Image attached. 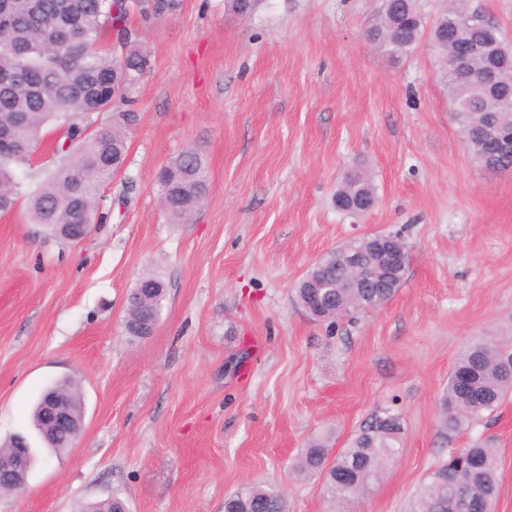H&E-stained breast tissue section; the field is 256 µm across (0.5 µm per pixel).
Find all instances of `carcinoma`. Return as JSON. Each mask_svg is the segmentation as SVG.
<instances>
[{"label":"carcinoma","mask_w":512,"mask_h":512,"mask_svg":"<svg viewBox=\"0 0 512 512\" xmlns=\"http://www.w3.org/2000/svg\"><path fill=\"white\" fill-rule=\"evenodd\" d=\"M177 3L143 0H0V212L12 210L19 198L28 200L30 218L63 243L70 227L103 224L98 210L100 189L112 181L125 161V131L138 116L122 109L128 90L145 73L148 59L140 49L117 54L100 46L104 26L111 25L118 42H131L126 26L130 13L160 16ZM470 10L457 8L441 15L431 29V46L440 55L463 52L472 41L487 45V61L497 65L500 82L512 87V47L500 29L488 24L474 29L464 21ZM424 18L418 0H384L379 21L369 30L371 42L395 53H406L420 39ZM480 59L461 71H440L448 88V104L463 141L476 160L485 152L477 133L489 122L512 130V108L497 96L477 90ZM109 121H98L100 114ZM61 122L62 142L57 164L32 191L16 176L15 168L28 165L43 129ZM161 200L169 215L181 220L190 215L206 194L201 155L188 149L172 158L157 174ZM360 198L376 200L370 176L356 170L336 190L339 211L355 215ZM138 289L127 297L126 335H133L144 309L134 304ZM320 305L321 320L331 325L353 317L363 308L353 304L343 289ZM512 394V351L505 344L477 339L458 354L439 402V423L451 437L477 424ZM402 418L389 409L372 413L352 435L345 448L332 453L328 441L309 440L293 469L301 479L318 477L331 501L345 505L378 483L403 448ZM360 472L357 484L346 481ZM499 462L495 449L476 441L448 453L427 475L410 503L409 512H453L461 501L475 512H495L499 496ZM228 512H288L285 493L276 485L257 482L225 500Z\"/></svg>","instance_id":"obj_1"}]
</instances>
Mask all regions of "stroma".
I'll return each mask as SVG.
<instances>
[{"label":"stroma","instance_id":"stroma-1","mask_svg":"<svg viewBox=\"0 0 512 512\" xmlns=\"http://www.w3.org/2000/svg\"><path fill=\"white\" fill-rule=\"evenodd\" d=\"M381 0H178L128 26L149 67L132 87L126 165L101 190L106 223L65 244L0 213V443L31 433L41 391L79 385L82 430L39 450L0 512H77L120 495L130 512H224L268 481L288 512H329L318 480L294 479L305 443L345 448L377 409L398 413L403 450L352 512H405L427 473L473 440L501 461L496 512H512V396L454 438L437 409L459 350L512 335V170L465 149L423 31L394 55L366 38ZM186 149L207 195L186 219L162 208L158 170ZM367 171L377 202L348 215L332 196ZM382 231L409 254L381 306L335 328L295 288L334 248ZM166 300L152 336H126L143 273Z\"/></svg>","mask_w":512,"mask_h":512}]
</instances>
